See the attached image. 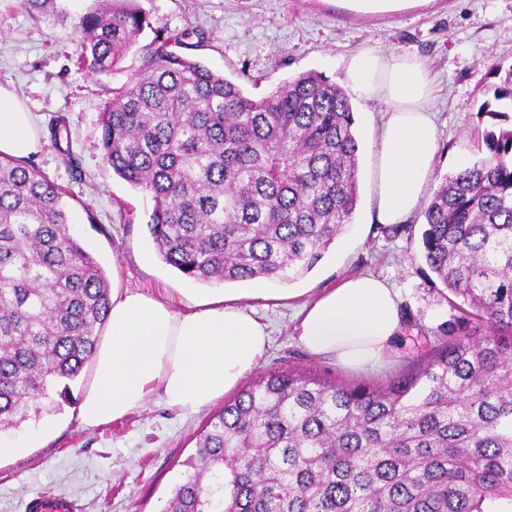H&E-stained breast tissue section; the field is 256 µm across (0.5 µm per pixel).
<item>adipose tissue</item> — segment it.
<instances>
[{
    "mask_svg": "<svg viewBox=\"0 0 512 512\" xmlns=\"http://www.w3.org/2000/svg\"><path fill=\"white\" fill-rule=\"evenodd\" d=\"M346 81L360 96L383 101L376 218L404 222L420 206L434 172L439 130L429 108L431 82L412 54L354 52ZM40 146L38 121L18 95L0 87V154L26 159ZM398 296L373 275L345 278L303 304L295 327L311 355L357 373L382 364L400 333ZM268 325L240 298L168 299L128 288L112 291L108 332L92 360L93 377L78 407L98 427L140 409L150 396L199 412L236 389L266 352Z\"/></svg>",
    "mask_w": 512,
    "mask_h": 512,
    "instance_id": "1",
    "label": "adipose tissue"
}]
</instances>
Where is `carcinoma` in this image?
Returning a JSON list of instances; mask_svg holds the SVG:
<instances>
[{
    "instance_id": "cac0c4a2",
    "label": "carcinoma",
    "mask_w": 512,
    "mask_h": 512,
    "mask_svg": "<svg viewBox=\"0 0 512 512\" xmlns=\"http://www.w3.org/2000/svg\"><path fill=\"white\" fill-rule=\"evenodd\" d=\"M20 0L72 26L77 67L127 73L110 88L100 148L149 196L167 265L199 283L290 282L351 224L354 112L323 75L254 98L178 52L188 32L133 0L80 15ZM130 65H125V62ZM512 109V68L494 92ZM443 178L424 205L422 251L470 325L383 387L295 369L257 376L214 412L166 512H512V128ZM39 169L0 156V431L70 399L109 319L106 274Z\"/></svg>"
}]
</instances>
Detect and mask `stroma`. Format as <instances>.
Instances as JSON below:
<instances>
[{"instance_id":"obj_1","label":"stroma","mask_w":512,"mask_h":512,"mask_svg":"<svg viewBox=\"0 0 512 512\" xmlns=\"http://www.w3.org/2000/svg\"><path fill=\"white\" fill-rule=\"evenodd\" d=\"M137 4L156 26L199 30L204 42L190 48V55L254 97L309 71L345 86L347 60L363 47L414 54L435 87L432 107L440 139L429 182L433 189L445 176L482 158L486 133L505 124L483 108L493 103L501 73L512 69V0H425L386 13L356 12L344 0ZM77 41L73 27L29 14L20 0H0V86L15 90L39 117L40 148L30 161L65 189L63 202L74 231L105 273H118L122 287L177 300L239 293L243 283H198L157 255L147 228L149 197L117 177L99 148V118L108 90L125 76L77 68ZM349 99L359 142L358 203L352 222L304 275L276 284L252 280V287L272 286L279 294L257 303L274 332L256 373L290 367L327 382L382 385L425 363L458 316L454 296L423 258L422 214L414 213L400 225L377 223L374 171L386 106L354 92ZM61 119L68 135L57 140L53 130ZM361 273L385 278L396 288L404 323L388 364L349 374L302 349L294 315L302 302L343 276ZM88 380L84 373L72 383V403L0 433L7 441L32 443L24 453L0 461V512H25L28 498L48 494L76 500L80 512H164L183 478L184 462L196 451L209 410L187 414L154 398L124 419L89 428L80 422L77 405Z\"/></svg>"}]
</instances>
